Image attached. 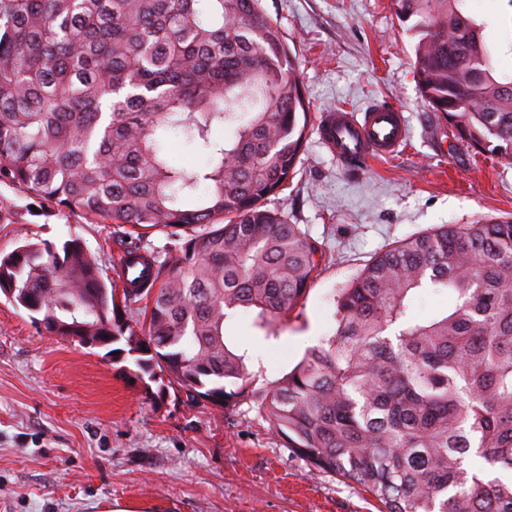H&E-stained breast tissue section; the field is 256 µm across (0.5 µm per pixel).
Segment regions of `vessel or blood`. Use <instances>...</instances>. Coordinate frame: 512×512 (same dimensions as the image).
Instances as JSON below:
<instances>
[{
	"mask_svg": "<svg viewBox=\"0 0 512 512\" xmlns=\"http://www.w3.org/2000/svg\"><path fill=\"white\" fill-rule=\"evenodd\" d=\"M319 138L337 161L346 167L396 157L407 136L403 111L385 103L361 110L339 107L321 113Z\"/></svg>",
	"mask_w": 512,
	"mask_h": 512,
	"instance_id": "obj_1",
	"label": "vessel or blood"
}]
</instances>
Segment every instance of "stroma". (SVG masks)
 Segmentation results:
<instances>
[{
  "label": "stroma",
  "mask_w": 512,
  "mask_h": 512,
  "mask_svg": "<svg viewBox=\"0 0 512 512\" xmlns=\"http://www.w3.org/2000/svg\"><path fill=\"white\" fill-rule=\"evenodd\" d=\"M280 24L310 102L298 172L272 200L318 248L317 276L278 337L234 312L226 333L258 350L268 385L336 327L332 296L378 252L448 224L512 215V160L477 151L425 103L415 39L392 0H261ZM501 73L512 72V15L471 0ZM400 107L408 142L391 162L339 164L316 134L320 113L372 101ZM80 238L122 290L123 247L109 224L65 213L0 181V253ZM376 512L353 483L309 467L252 405L224 412L170 390L152 399L103 350L41 334L0 297V512Z\"/></svg>",
  "instance_id": "35a3bbf8"
}]
</instances>
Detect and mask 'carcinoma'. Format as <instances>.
Masks as SVG:
<instances>
[{
	"label": "carcinoma",
	"mask_w": 512,
	"mask_h": 512,
	"mask_svg": "<svg viewBox=\"0 0 512 512\" xmlns=\"http://www.w3.org/2000/svg\"><path fill=\"white\" fill-rule=\"evenodd\" d=\"M468 0H393L417 37L431 111L512 159V74H496ZM309 101L260 0H0V179L117 227L163 233L123 288L139 340L84 245L0 255V294L34 324L77 316L149 396L177 383L227 410L254 401L310 467L379 512H512V216L443 225L336 289V328L268 389L226 343L239 309L269 338L309 292L318 249L267 201L296 174ZM235 125L230 139L216 129ZM178 129L204 168L164 150ZM425 289L448 304L421 320ZM473 456L486 467L469 466Z\"/></svg>",
	"instance_id": "1"
}]
</instances>
